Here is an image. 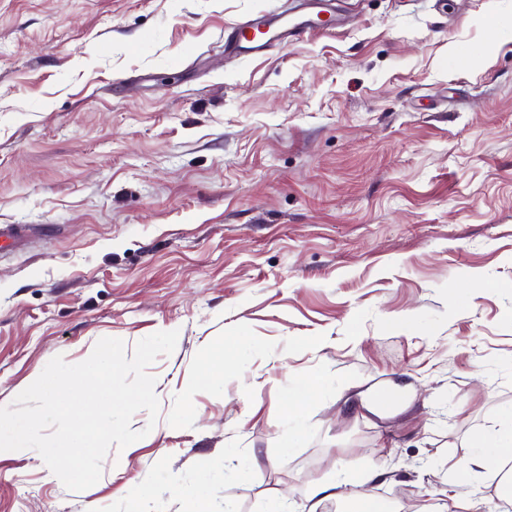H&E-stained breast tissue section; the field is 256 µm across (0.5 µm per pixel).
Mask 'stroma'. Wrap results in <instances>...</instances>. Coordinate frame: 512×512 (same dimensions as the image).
<instances>
[{
    "label": "stroma",
    "mask_w": 512,
    "mask_h": 512,
    "mask_svg": "<svg viewBox=\"0 0 512 512\" xmlns=\"http://www.w3.org/2000/svg\"><path fill=\"white\" fill-rule=\"evenodd\" d=\"M304 0H0V407L55 356L178 331L160 404L73 492L0 454V512L299 508L382 467L384 512H500L458 479L512 409V0H336L259 55L229 28ZM245 362L195 388L226 340ZM410 387L401 411L357 392ZM314 8L318 9L311 17L295 22L291 30L294 32H301L315 23H322L324 26L334 27L336 24V15L334 14L330 4L325 3L330 0H313Z\"/></svg>",
    "instance_id": "stroma-1"
}]
</instances>
